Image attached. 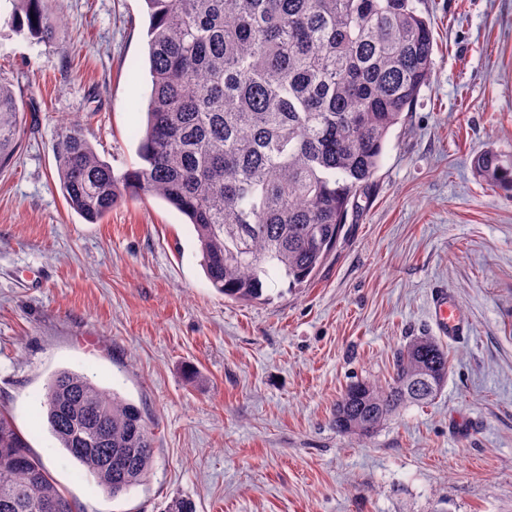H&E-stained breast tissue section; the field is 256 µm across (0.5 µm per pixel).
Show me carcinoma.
Returning <instances> with one entry per match:
<instances>
[{
  "instance_id": "obj_1",
  "label": "carcinoma",
  "mask_w": 512,
  "mask_h": 512,
  "mask_svg": "<svg viewBox=\"0 0 512 512\" xmlns=\"http://www.w3.org/2000/svg\"><path fill=\"white\" fill-rule=\"evenodd\" d=\"M9 20L37 39L61 25L48 0H12ZM151 91L137 130L140 165L116 173L81 129L56 144L69 206L97 224L131 194L184 215L202 266L225 297L250 301L277 273L291 286L328 258L356 196L371 186L388 136L417 102L433 65L434 34L414 0H143ZM27 113L0 77V169ZM474 169L512 192V156L483 151ZM448 353L412 339L389 381L352 382L336 402L340 432L371 437L411 405L435 400ZM60 447L116 498L143 482L155 456L140 409L84 373L64 369L43 400ZM124 457L107 469V452ZM76 512L24 435L0 413V512Z\"/></svg>"
}]
</instances>
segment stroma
<instances>
[{
  "instance_id": "obj_1",
  "label": "stroma",
  "mask_w": 512,
  "mask_h": 512,
  "mask_svg": "<svg viewBox=\"0 0 512 512\" xmlns=\"http://www.w3.org/2000/svg\"><path fill=\"white\" fill-rule=\"evenodd\" d=\"M48 41L0 0V76L38 124L0 170V412L77 512H512V194L476 174L512 155V0H421L433 69L391 132L373 185L302 287L257 300L212 287L192 227L124 198L96 224L62 195L55 144L77 124L114 171L137 164L151 90L142 0H49ZM448 289L467 326L448 379L365 440L337 431L356 379L434 335ZM87 373L147 416V479L113 498L60 448L40 404L58 371Z\"/></svg>"
}]
</instances>
